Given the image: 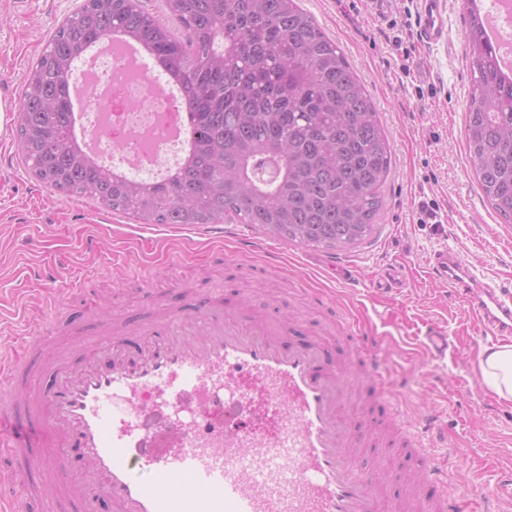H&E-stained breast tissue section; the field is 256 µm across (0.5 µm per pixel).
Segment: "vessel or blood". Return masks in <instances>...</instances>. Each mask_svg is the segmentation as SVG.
<instances>
[{
	"label": "vessel or blood",
	"mask_w": 512,
	"mask_h": 512,
	"mask_svg": "<svg viewBox=\"0 0 512 512\" xmlns=\"http://www.w3.org/2000/svg\"><path fill=\"white\" fill-rule=\"evenodd\" d=\"M417 37L448 42L444 0H416ZM449 297L466 305L481 330L512 334V290L492 285L460 253L432 261ZM63 315L47 307L26 347L0 358V512H29L11 459L29 457L38 471L65 470L62 493L76 512H400L383 505L379 480L357 450L362 438L341 412L346 386L332 350L287 338L283 329L225 310L212 299L138 326L137 343L104 332L80 337L78 359L61 357L45 386L30 384L42 344ZM364 377L381 384L380 341L357 337ZM424 347L448 350L446 330L433 325ZM265 398L252 415L255 395ZM273 418L266 429L264 418ZM414 436L395 441L404 467L417 476L428 512H501L512 500V469L497 490L474 500L449 494L454 473L442 465L429 434L435 415H419Z\"/></svg>",
	"instance_id": "obj_1"
}]
</instances>
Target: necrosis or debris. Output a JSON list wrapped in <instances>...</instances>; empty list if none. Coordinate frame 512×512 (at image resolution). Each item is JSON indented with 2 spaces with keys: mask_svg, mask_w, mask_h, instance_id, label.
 <instances>
[{
  "mask_svg": "<svg viewBox=\"0 0 512 512\" xmlns=\"http://www.w3.org/2000/svg\"><path fill=\"white\" fill-rule=\"evenodd\" d=\"M93 79L112 102L110 115L89 110L87 127L102 156L133 164L140 177L160 179L181 160L174 138L181 104L165 96L160 80L137 78L124 56L109 54L94 61Z\"/></svg>",
  "mask_w": 512,
  "mask_h": 512,
  "instance_id": "necrosis-or-debris-1",
  "label": "necrosis or debris"
}]
</instances>
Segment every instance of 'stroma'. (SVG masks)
Masks as SVG:
<instances>
[{
	"mask_svg": "<svg viewBox=\"0 0 512 512\" xmlns=\"http://www.w3.org/2000/svg\"><path fill=\"white\" fill-rule=\"evenodd\" d=\"M82 2L0 0V102L19 103L27 70ZM446 2L448 42L432 48L416 37V0H398L384 15L373 0H299L363 81L391 142L374 232L349 249L303 248L237 219L225 220L220 239L205 228L134 223L39 185L19 155L15 128L0 131V345L20 348L48 303L87 334L108 310L136 318L149 285L161 316L202 296L228 308L244 302L258 317L335 351L349 392L344 412L361 429L380 391L358 371L351 324L382 338L386 386L404 414L403 431L413 432L417 413L434 410L448 436L437 453L458 476L456 492L492 490L499 467L512 465V402L477 384L488 337L434 279L430 260L454 249L495 282L512 284V224L481 195L464 149L471 85L464 6ZM242 235L265 241L281 255L280 267L239 251ZM331 260L349 266L363 287L327 278ZM317 290L327 299L321 308L310 298ZM432 322L448 332L442 360L421 345Z\"/></svg>",
	"mask_w": 512,
	"mask_h": 512,
	"instance_id": "stroma-1",
	"label": "stroma"
}]
</instances>
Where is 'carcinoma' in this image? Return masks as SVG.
Wrapping results in <instances>:
<instances>
[{
  "instance_id": "obj_1",
  "label": "carcinoma",
  "mask_w": 512,
  "mask_h": 512,
  "mask_svg": "<svg viewBox=\"0 0 512 512\" xmlns=\"http://www.w3.org/2000/svg\"><path fill=\"white\" fill-rule=\"evenodd\" d=\"M465 2L471 75L465 140L488 204L512 223V73L485 17ZM187 41L140 0H84L24 84L17 146L38 183L138 224L204 227L238 218L303 247L368 239L392 149L340 48L296 0H166ZM141 43L179 86L189 147L163 180L101 164L72 133L69 80L94 43Z\"/></svg>"
}]
</instances>
